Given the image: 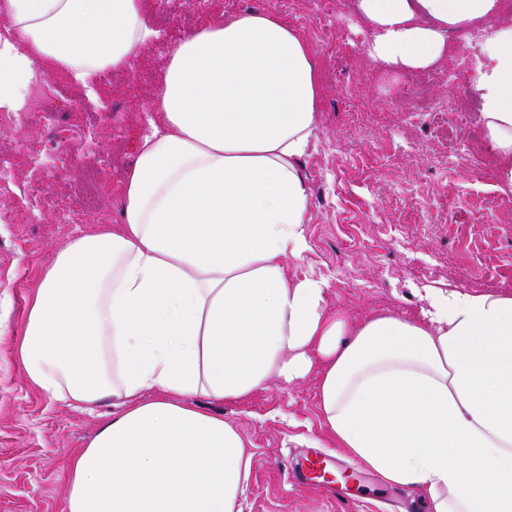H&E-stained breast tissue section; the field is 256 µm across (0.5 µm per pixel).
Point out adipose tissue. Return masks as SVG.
<instances>
[{
    "label": "adipose tissue",
    "mask_w": 512,
    "mask_h": 512,
    "mask_svg": "<svg viewBox=\"0 0 512 512\" xmlns=\"http://www.w3.org/2000/svg\"><path fill=\"white\" fill-rule=\"evenodd\" d=\"M374 65L436 67L448 35L494 24L476 117L512 186V24L500 0H356ZM0 110L35 75L123 70L155 35L143 0H0ZM319 92L303 35L268 11L227 14L172 48L121 222L73 237L30 300L16 356L61 407L110 401L65 466L66 512H241L253 453L201 406L292 382L324 361L329 447L427 512H512V296L429 291L417 319L360 326L329 284L289 272L309 248L301 170Z\"/></svg>",
    "instance_id": "adipose-tissue-1"
}]
</instances>
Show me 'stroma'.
I'll return each instance as SVG.
<instances>
[{"instance_id": "obj_1", "label": "stroma", "mask_w": 512, "mask_h": 512, "mask_svg": "<svg viewBox=\"0 0 512 512\" xmlns=\"http://www.w3.org/2000/svg\"><path fill=\"white\" fill-rule=\"evenodd\" d=\"M157 35L132 57L111 85L96 83L105 119L75 111L87 100L79 83L61 92L45 83L55 102L42 138L0 128V156L49 147L46 166L25 184L0 186V291L12 298L11 320L0 334V512H65V461L96 435L99 415L60 408L34 386L14 356L29 298L53 256L86 232L77 216L83 201V158L111 163L95 205L99 221H120L123 184L136 146L148 133L152 82L160 76L178 33L223 14V0H145ZM233 12H276L308 41L320 89L310 149L301 161L311 198V249L288 269L328 279L327 306L354 326L378 314L415 317L425 289H466L512 296V187L497 168L470 152L471 129L449 134L433 115L415 111L416 77L373 66L363 46L369 31L355 0H234ZM481 41L461 39L437 66L442 77L431 98L472 91ZM35 221L18 224L15 212ZM69 223H61V215ZM321 366L290 383L272 379L249 396L218 405V412L251 442L253 464L241 512H425L419 496L384 482L339 450L331 455L355 472L349 491L325 496L296 486L293 470L306 440L322 433Z\"/></svg>"}]
</instances>
